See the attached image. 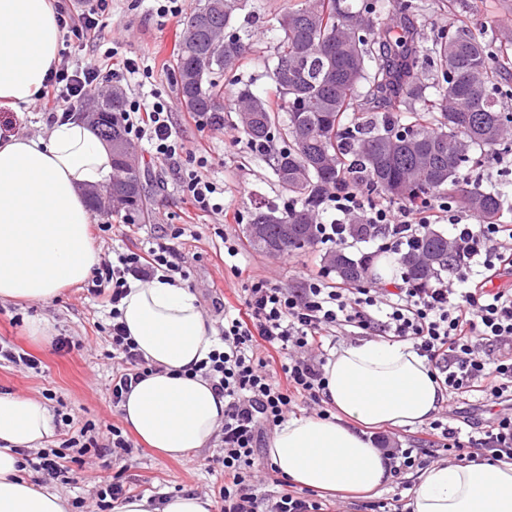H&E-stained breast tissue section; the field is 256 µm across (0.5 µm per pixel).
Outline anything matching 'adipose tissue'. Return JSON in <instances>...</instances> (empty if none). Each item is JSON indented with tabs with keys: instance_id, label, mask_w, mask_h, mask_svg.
<instances>
[{
	"instance_id": "1",
	"label": "adipose tissue",
	"mask_w": 512,
	"mask_h": 512,
	"mask_svg": "<svg viewBox=\"0 0 512 512\" xmlns=\"http://www.w3.org/2000/svg\"><path fill=\"white\" fill-rule=\"evenodd\" d=\"M63 33L54 0H0V109L20 112L60 62ZM112 146L80 114L39 137H0V300L48 302L85 283L100 257L90 234L88 189L110 185ZM120 308L128 336L156 373L122 404L138 439L177 458L208 447L224 420V400L195 374L218 340L196 295L163 275L129 280ZM331 418L288 419L267 458L298 489L375 493L390 463L370 428L420 425L448 395L412 344L369 340L332 352L324 366ZM52 432L41 402L0 393V512H66L57 491L23 476L20 449L41 447ZM205 497L178 494L162 506L134 497L116 512H212ZM409 512H512V463L437 462L424 469Z\"/></svg>"
}]
</instances>
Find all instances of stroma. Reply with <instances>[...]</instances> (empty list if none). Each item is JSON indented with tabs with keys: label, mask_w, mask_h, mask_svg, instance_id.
<instances>
[{
	"label": "stroma",
	"mask_w": 512,
	"mask_h": 512,
	"mask_svg": "<svg viewBox=\"0 0 512 512\" xmlns=\"http://www.w3.org/2000/svg\"><path fill=\"white\" fill-rule=\"evenodd\" d=\"M297 0H248L246 14L240 22L251 32L254 43L252 60L243 63L237 75L241 83L253 90L264 91L270 80L264 61L272 57L275 42L270 29L276 17L293 7ZM424 9L414 23L423 39L434 38L447 31L449 18L458 26L485 25L505 31L512 27V0H421ZM151 0H112V36L96 46L71 43L63 61L76 68L94 64L121 66L124 59H134L148 67L149 82H129L126 97H141L158 90L168 102L172 122L185 149L179 164L154 159L147 145H140L142 170L162 181L164 187L152 199V223L128 226L120 219L111 222L110 232L93 231L101 261H111L116 250L138 246L143 240L164 233L169 226L184 228L182 251L187 261L188 279L184 287L197 296L199 307L207 320L218 322L216 301L237 304L251 281L264 279L282 288H298L308 276L325 265L333 246L317 242L313 247L281 257H272L251 249L245 238L249 217L258 206L282 203L283 196L275 182L266 157L256 153L238 127L233 112L234 86L224 88V126L222 129L199 132L181 104L171 75V65L185 36L183 18L159 21L151 11ZM207 153L208 176L224 185V209L219 213L201 215L180 188L179 170L193 165L195 155ZM237 244L241 254L236 261L224 259L225 242ZM47 320L52 328L51 340L29 335V320ZM110 319L108 310L90 297L85 288L66 289L47 303L0 302V338L14 344L40 360L33 370L0 361V391L42 400L50 412H62L70 425H56L45 445L53 448L76 435L84 424H94L100 440H107L109 429L123 426L120 409L114 408L107 392L112 375V351L107 341ZM67 338L70 349L57 350L54 340ZM218 444L198 450L181 459L159 454L143 443H135L120 459L102 461L88 459L75 468L71 480L54 481V488L67 499H82L86 512H96V491L114 472H123L138 494L174 495L178 491L195 492L215 498L224 483L222 466L217 458Z\"/></svg>",
	"instance_id": "obj_1"
}]
</instances>
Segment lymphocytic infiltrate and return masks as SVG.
<instances>
[{"instance_id":"lymphocytic-infiltrate-1","label":"lymphocytic infiltrate","mask_w":512,"mask_h":512,"mask_svg":"<svg viewBox=\"0 0 512 512\" xmlns=\"http://www.w3.org/2000/svg\"><path fill=\"white\" fill-rule=\"evenodd\" d=\"M111 3L84 0L76 14L58 6V22L81 43L104 42L111 31ZM138 71L131 59L123 69L105 72L62 65L50 72L38 99L53 120L59 108L90 100L105 81L120 83ZM123 123L156 158L171 159L183 150L161 96L128 100ZM208 163L199 156L180 182L183 194L204 214L224 208L223 184L203 172ZM326 209L331 219L316 230L322 240L337 245L387 238L402 246L420 237L427 225L446 223L454 240L474 249L455 281L439 278L428 288L402 281L388 288H346L319 275L295 290L257 280L246 289L240 307L225 308L220 344L197 368L224 399L220 512H324L312 491L282 492L263 501L253 487L270 477L268 466L259 461L265 429L282 423L298 401L320 403L326 388L324 342L343 325L411 342L437 371L449 399L474 394L483 404L499 406L491 422L467 430L432 422L430 433L438 447L473 461H512V288L494 284L502 272L512 271V226H475L470 214L445 203L376 201L352 186L329 194ZM184 233L177 227L149 246L117 252L115 261L97 268L87 287L91 297L109 305L113 320V406H120L133 385L154 371L119 321L128 281H145L159 271L182 273L179 240ZM92 430L84 425L59 447L39 451L32 469L54 480L68 474L71 465L84 464L86 456L101 459L132 446L120 428H112V439L105 443Z\"/></svg>"}]
</instances>
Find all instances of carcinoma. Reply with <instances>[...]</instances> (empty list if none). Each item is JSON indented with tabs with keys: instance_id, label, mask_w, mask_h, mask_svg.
Returning <instances> with one entry per match:
<instances>
[{
	"instance_id": "obj_1",
	"label": "carcinoma",
	"mask_w": 512,
	"mask_h": 512,
	"mask_svg": "<svg viewBox=\"0 0 512 512\" xmlns=\"http://www.w3.org/2000/svg\"><path fill=\"white\" fill-rule=\"evenodd\" d=\"M241 0H200L187 17L190 29L172 65L181 102L190 112H208L224 123V73L239 67L251 52L250 34L238 29ZM416 0H370L359 10L347 0H302L276 19L275 52L267 73L276 99L246 84L236 92L238 122L250 145L267 154L278 186L291 206L258 207L250 223L259 235L250 247L271 254L282 224L297 238L315 235L328 194L351 184L367 195L409 203L446 198L484 222L499 223L507 197L479 186H463L461 172L482 159L509 151L505 108L499 85L512 75V39L497 42L494 32L474 28L422 44L410 17ZM395 11L397 25L376 22ZM426 60L433 82H418L416 69ZM123 92L98 101L101 132L112 137L114 165L138 146L121 122ZM130 199L94 210L125 224L146 219V187L137 167ZM298 250L285 247L281 256ZM420 252L433 254V267L411 266ZM327 265L347 284L367 282L370 256L354 259L338 249ZM460 247L442 231L429 230L400 251L405 280L415 288L457 268Z\"/></svg>"
}]
</instances>
